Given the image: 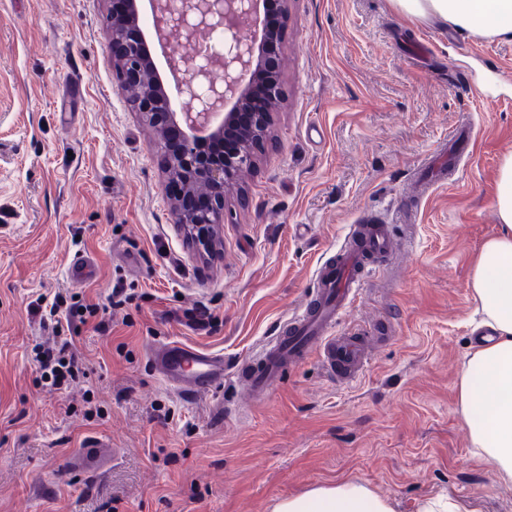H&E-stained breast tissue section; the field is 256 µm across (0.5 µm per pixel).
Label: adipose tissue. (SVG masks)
Wrapping results in <instances>:
<instances>
[{
  "label": "adipose tissue",
  "instance_id": "1",
  "mask_svg": "<svg viewBox=\"0 0 512 512\" xmlns=\"http://www.w3.org/2000/svg\"><path fill=\"white\" fill-rule=\"evenodd\" d=\"M402 15L472 36L512 39V0H392ZM499 230L482 246L470 287L487 342L469 354L460 380V404L476 456L512 484V153L498 166L493 201ZM273 512H395L367 486L342 481L280 499Z\"/></svg>",
  "mask_w": 512,
  "mask_h": 512
}]
</instances>
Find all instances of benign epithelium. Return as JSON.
I'll return each mask as SVG.
<instances>
[{
	"instance_id": "obj_1",
	"label": "benign epithelium",
	"mask_w": 512,
	"mask_h": 512,
	"mask_svg": "<svg viewBox=\"0 0 512 512\" xmlns=\"http://www.w3.org/2000/svg\"><path fill=\"white\" fill-rule=\"evenodd\" d=\"M153 36L165 50L176 39L184 51L168 57L174 93H162L143 40L129 32L138 26L135 0H112V58L120 64L121 88L138 90L133 110L156 133V147L167 175L166 190L176 224H191L199 246L214 239L224 223L225 192L234 184L249 149L259 147L270 113H260L253 132L237 126L238 111L252 85L280 72L264 54L261 5L264 0H153ZM233 136L241 146L215 161L201 152V132Z\"/></svg>"
}]
</instances>
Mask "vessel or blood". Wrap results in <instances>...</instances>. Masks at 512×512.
I'll use <instances>...</instances> for the list:
<instances>
[{
    "instance_id": "1",
    "label": "vessel or blood",
    "mask_w": 512,
    "mask_h": 512,
    "mask_svg": "<svg viewBox=\"0 0 512 512\" xmlns=\"http://www.w3.org/2000/svg\"><path fill=\"white\" fill-rule=\"evenodd\" d=\"M471 138V127H463L440 147L429 161V169L440 174L446 168L456 167L464 154L463 142ZM394 247L389 225H355L351 236L316 268L312 296L289 317L283 331L247 361L246 371L225 366L223 354L178 340H163L152 343L148 349L154 375L186 397H198L224 384L241 382L256 398L263 399L279 387L289 369L315 358L339 383L353 384L368 363L372 336L367 331L337 333L336 323L361 290L367 256L381 257ZM97 275V264L89 256H75L68 264L72 283L90 282ZM73 465L85 473L106 467L102 443L88 441L76 454Z\"/></svg>"
}]
</instances>
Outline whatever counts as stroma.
I'll use <instances>...</instances> for the list:
<instances>
[{"instance_id": "35a3bbf8", "label": "stroma", "mask_w": 512, "mask_h": 512, "mask_svg": "<svg viewBox=\"0 0 512 512\" xmlns=\"http://www.w3.org/2000/svg\"><path fill=\"white\" fill-rule=\"evenodd\" d=\"M111 8L0 0V512H272L344 480L396 512L439 495L512 512L458 389L471 267L498 231L497 169L512 153V40L410 21L390 0H288L282 99L226 193L232 223L201 253L172 221L152 129L117 87ZM463 124L474 155L414 194L422 160ZM361 222L391 225L396 249L369 264L336 326L387 335L356 384L314 359L261 401L236 383L189 399L156 379L147 350L168 338L244 365ZM77 253L99 268L80 286L66 274ZM117 284L135 301L110 312L111 332L82 335L87 377L41 384L30 302ZM194 308L215 328L177 320ZM91 437L117 451L94 475L72 465Z\"/></svg>"}]
</instances>
